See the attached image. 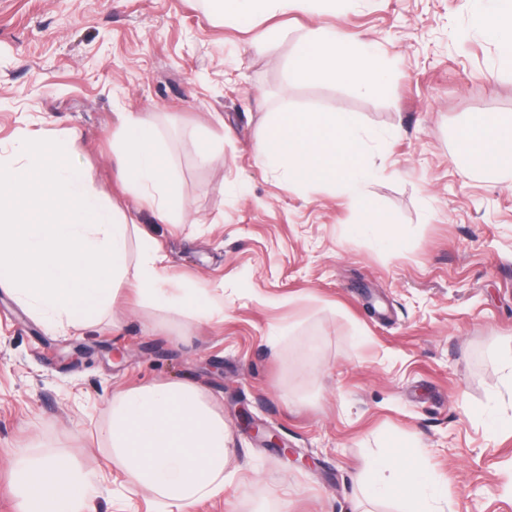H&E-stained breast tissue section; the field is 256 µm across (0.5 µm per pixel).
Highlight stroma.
<instances>
[{"label":"stroma","instance_id":"35a3bbf8","mask_svg":"<svg viewBox=\"0 0 512 512\" xmlns=\"http://www.w3.org/2000/svg\"><path fill=\"white\" fill-rule=\"evenodd\" d=\"M480 0H298L249 25L201 0H0V153L74 136L89 185L155 237L171 278L217 286L222 316L136 301L80 332L44 324L0 287V512H18L19 449L93 476L89 512H168L108 458L112 394L197 385L223 415L237 474L195 512H400L365 499L360 477L386 438L411 443L452 512H512V420L500 357L512 354V185L453 158L474 116L512 119V57L479 19ZM377 46L373 95L342 79L292 82L313 29ZM349 112L380 169L373 210L339 186L296 189L254 145L281 108ZM151 120L190 218L163 224L124 193L112 157L122 113ZM217 159L199 164L201 141ZM395 224L386 247L356 225ZM295 456L263 445L240 411Z\"/></svg>","mask_w":512,"mask_h":512}]
</instances>
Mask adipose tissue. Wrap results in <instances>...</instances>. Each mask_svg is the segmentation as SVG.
Returning a JSON list of instances; mask_svg holds the SVG:
<instances>
[{
	"instance_id": "ef3b65f1",
	"label": "adipose tissue",
	"mask_w": 512,
	"mask_h": 512,
	"mask_svg": "<svg viewBox=\"0 0 512 512\" xmlns=\"http://www.w3.org/2000/svg\"><path fill=\"white\" fill-rule=\"evenodd\" d=\"M207 13L238 25L287 12L297 0H203ZM346 79L363 92L381 81L372 46L346 42L341 32L312 33L289 68L292 81ZM73 143L53 136L22 140L0 155V279L15 298L54 328L83 330L112 306L120 286L155 304L218 312L213 289L175 288L158 241L104 204L71 161ZM259 160L291 186L342 185L362 199L375 172L367 141L347 112L276 113L255 145ZM121 178L155 218L183 222L185 207L153 123L127 113L112 143ZM456 163L476 175L512 182V121L477 116L462 135ZM104 435L112 464L176 512L222 497L232 475L230 434L200 389L163 382L112 394ZM19 512H86L87 475L55 457L16 462ZM369 498L404 502L403 512H446L441 484L406 446L383 449L364 476Z\"/></svg>"
}]
</instances>
